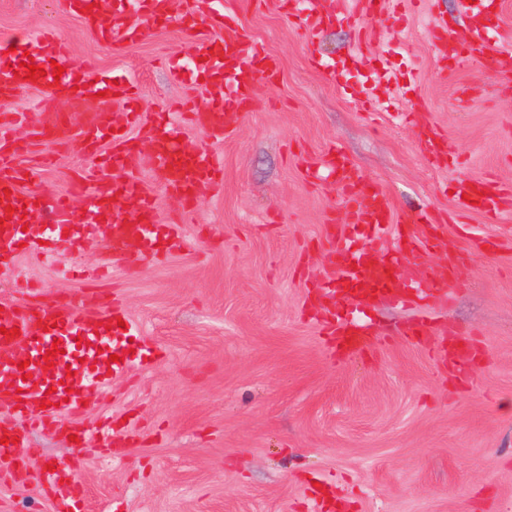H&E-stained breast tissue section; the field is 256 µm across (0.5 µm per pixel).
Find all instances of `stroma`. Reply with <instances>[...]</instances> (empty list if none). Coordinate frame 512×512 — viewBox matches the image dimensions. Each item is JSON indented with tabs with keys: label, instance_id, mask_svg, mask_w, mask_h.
<instances>
[{
	"label": "stroma",
	"instance_id": "35a3bbf8",
	"mask_svg": "<svg viewBox=\"0 0 512 512\" xmlns=\"http://www.w3.org/2000/svg\"><path fill=\"white\" fill-rule=\"evenodd\" d=\"M326 28L319 50L336 82L308 62L306 13L281 0H232L237 21L281 62L260 85L222 143L196 126L183 144L224 157L221 186L204 188L190 216L152 176L148 141L131 166L154 195L160 223L176 224L179 245L159 264L114 269L78 280L105 246L80 253L18 255L0 271V299L23 283L45 303L92 292L102 306L120 301L136 325L126 373L61 431L29 435L30 468L83 462L86 512H320V483L344 512H512V86L471 61L445 70L425 29L447 20L456 39L468 28L460 0H384L374 15L354 14ZM187 0H172L168 23L114 51L70 14L62 0H0V43H25L55 29L71 46L70 65L93 61L115 80L134 82L147 112L205 106L200 66L190 62ZM366 41H359L360 31ZM364 54L363 65L349 63ZM187 60L181 81L167 61ZM439 129L448 161L436 163L416 127ZM336 147L377 184L394 215L422 208L443 226L445 244L402 280L430 283L423 301L381 299L370 307L338 300L335 315L365 323L377 344L337 356L310 299L328 271L332 233L350 232L335 185L314 181ZM22 162L54 195L70 190L85 159L71 137L52 166L37 154ZM484 178L502 190L495 215L458 211L455 183ZM449 296H441V288ZM424 335H412L418 320ZM461 329L479 358L457 375L434 351ZM112 421L119 448L96 440L73 446L68 428ZM0 512H50L46 492L22 479L0 486Z\"/></svg>",
	"mask_w": 512,
	"mask_h": 512
}]
</instances>
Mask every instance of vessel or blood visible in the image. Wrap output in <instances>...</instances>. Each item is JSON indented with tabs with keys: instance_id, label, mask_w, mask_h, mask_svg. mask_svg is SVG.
Wrapping results in <instances>:
<instances>
[{
	"instance_id": "b4317fda",
	"label": "vessel or blood",
	"mask_w": 512,
	"mask_h": 512,
	"mask_svg": "<svg viewBox=\"0 0 512 512\" xmlns=\"http://www.w3.org/2000/svg\"><path fill=\"white\" fill-rule=\"evenodd\" d=\"M92 0H63L66 8L82 11L97 33L101 44L112 48L134 43L144 35L145 23L167 20L170 0H136L138 20H131L126 0H113L111 12L92 7ZM288 8L303 7L317 25L335 22L326 0H288ZM204 16L209 33L196 36L194 52L201 58L206 72L208 104L193 111V122L214 141L223 140L232 127L235 113L244 112L255 96L259 84H275L280 74L278 58L265 52L247 32L240 29L225 13L222 0H191L188 20ZM494 11L471 15L469 34L453 60L463 63L481 61L485 69L503 80L512 79V53L501 50L487 34L495 26ZM68 46L54 31L47 30L26 43L24 53L0 55V100L13 95L26 84L19 73L25 57L43 67L44 77L36 85L44 97L37 124L26 139L11 133L22 124L23 116H0V262L12 259L19 249L43 255L65 244L68 251L79 252L92 239L108 249L109 258L101 271L111 270L113 263L124 262L128 253H135L139 264L157 262L178 242L174 225L160 223L153 195L130 173V161L139 150V142L128 136V128L145 126L152 145L156 168L166 187L178 196L184 214H191L198 190L222 182L224 167L209 150L186 151L177 140L172 123L166 115H144L138 106L133 85L117 83L101 76L93 64L74 67L66 64ZM63 64L61 77H53V63ZM120 101L122 109L111 108V101ZM76 131L85 155L97 160L98 171L72 185L78 206L69 199L51 196L35 185L17 156L38 151L45 164H52L55 151L69 131ZM325 171L342 192L352 224L377 233L393 223L394 215L381 189L370 184L354 170L339 150L329 149ZM483 182L472 180L454 187V197L462 209L473 205L488 208L492 198L485 193ZM72 196V197H73ZM50 212L46 229L23 231L22 216L30 206ZM399 250L378 249L353 236L343 235L329 253L331 277L316 280L315 285L333 296L370 302L375 288L388 283L392 294H399L397 277L402 265L419 262L422 255L443 245L441 234L426 240L409 235L399 228ZM119 305L101 310L96 297L79 303L59 302L48 305L38 300L0 307V404L7 406L9 417L0 420V439L11 436L10 444L0 442V480H16L32 474L36 483L50 495L51 512H85V487L80 477L82 465L75 460L56 462L54 470L28 472L27 457L20 443L36 428L50 431L61 416L77 415L91 389H106L113 377L121 375L127 364L125 347L117 346L116 337L132 335V328L118 326L123 316ZM19 335H11V328ZM322 329L337 350L355 354L374 344L370 329L354 321L335 316L322 320ZM81 338L84 349L108 348L117 359L108 365L76 366L74 374H66L61 358L45 362L53 342H70ZM32 352L33 364L23 367L14 356L18 345Z\"/></svg>"
}]
</instances>
